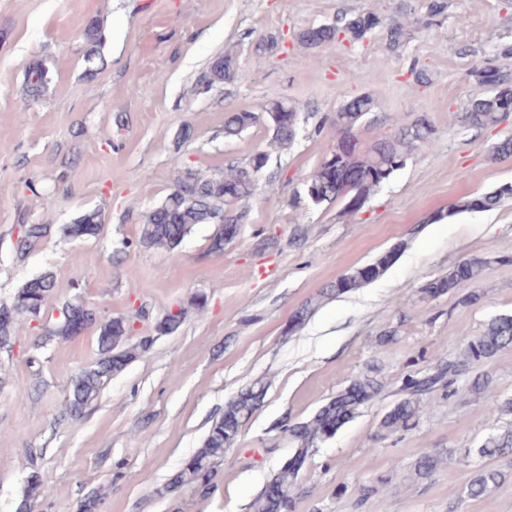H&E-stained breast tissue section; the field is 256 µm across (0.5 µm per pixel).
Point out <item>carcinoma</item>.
I'll return each mask as SVG.
<instances>
[{"mask_svg": "<svg viewBox=\"0 0 512 512\" xmlns=\"http://www.w3.org/2000/svg\"><path fill=\"white\" fill-rule=\"evenodd\" d=\"M379 25L380 19L376 14H360L342 26L328 24L318 30L305 28L299 32L298 42L306 49H315L336 40L341 32L352 41H360L368 34V29L374 30ZM78 40L84 48L85 76L93 79L101 73L105 65L102 54L105 31L100 20H88L78 33ZM236 76L237 66L233 58L229 55L218 56L204 75L203 84L210 90L233 81ZM475 78L481 89L462 113V121L474 129L497 126L509 116L504 111V102L496 92L483 87L481 71L475 72ZM49 83V68L44 61L38 59L30 62L24 72L23 93L28 98L37 100L46 92ZM373 107L374 102L368 96H358L345 103L336 113V125L341 132L337 142L357 139L356 130L364 117L373 111ZM265 114L274 143L281 149L288 148L294 142L300 123L297 109L284 99H275L268 103ZM258 121L259 115L254 112H228L224 116V138H238ZM436 134L434 124L427 117L419 116L398 128L393 135L373 142L364 150L357 145L351 152L339 155L336 157V164L363 173L362 181L356 186L358 197L363 199L380 188L402 167L398 160H406L417 145L433 141ZM268 162V154L259 151L242 165L228 164L219 174L207 175L190 165L179 166L171 193L159 206L148 212L144 223L140 225L141 245L173 250L182 243L195 225L211 224L213 232L206 252L209 255L224 254L228 241L224 238V225L218 223L219 204H224L225 221L230 224L245 223L249 215L247 202L255 195L259 178ZM306 190L317 205H329L342 198L341 188L336 186V181L330 177L323 162L307 179ZM508 194L512 195V188H497L483 194V210L499 207ZM103 224L101 211L89 209L65 225L63 233L69 238L85 240L97 236ZM47 233L48 227L45 224H20L19 237L14 245L16 254L25 256ZM490 264L491 259L487 257L473 256L466 259L447 274L428 280L422 286V294L434 299L475 283ZM387 269L386 265L368 268L360 266L327 284L295 311L289 333H297L325 302L378 280ZM37 279L38 288L23 285L11 302V315L0 320V350L13 347L20 318H36L54 292L56 281L51 272H43ZM184 319L183 311H170L157 323L156 330L160 334L173 333ZM95 324L98 325V358L93 365L81 370L71 379L65 399V412L71 417L81 416L104 386L121 373L135 355L134 349L128 346L131 334L129 319L113 317L100 321L96 311L88 307L83 315L84 329L87 330ZM508 349H512V315H499L487 323L480 335L467 340L458 356L438 364L433 371L420 377L411 374L405 377L401 385L403 398L383 418L380 435L386 437L412 426L421 412L431 406L432 401L454 396V387L462 380L467 382L472 394L480 396L486 393L489 378L476 372V367ZM265 391V383L256 381L227 401L222 413L213 421L201 447L171 482L156 489V494L164 496L183 486L192 487L204 494L211 492L214 489V479L218 475V467L224 461V453L235 444L242 426L260 406ZM385 391L386 383L380 376L366 373L351 380L309 418L282 425L293 441V456L298 463L286 462L270 477V481L282 488V497L273 500L261 492L250 503L251 512H294L296 500L301 495L298 478L306 460L334 435L333 428L341 427L353 419L363 407L381 400ZM510 453L512 454L511 427L490 434L477 450L481 458ZM471 454L472 450L469 448L459 453H426L415 463V479H428L439 465L455 455L465 460ZM501 479L502 474L499 471L486 466L478 467L469 485L470 496L484 494ZM45 495V486L38 475H31L18 512H30L33 503Z\"/></svg>", "mask_w": 512, "mask_h": 512, "instance_id": "obj_1", "label": "carcinoma"}]
</instances>
